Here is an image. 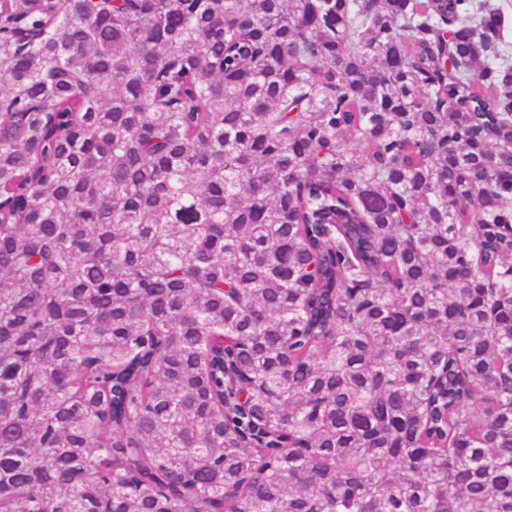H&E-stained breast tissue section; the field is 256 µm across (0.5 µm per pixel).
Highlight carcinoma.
Wrapping results in <instances>:
<instances>
[{"label": "carcinoma", "mask_w": 512, "mask_h": 512, "mask_svg": "<svg viewBox=\"0 0 512 512\" xmlns=\"http://www.w3.org/2000/svg\"><path fill=\"white\" fill-rule=\"evenodd\" d=\"M503 24L0 0V512H512Z\"/></svg>", "instance_id": "cac0c4a2"}]
</instances>
